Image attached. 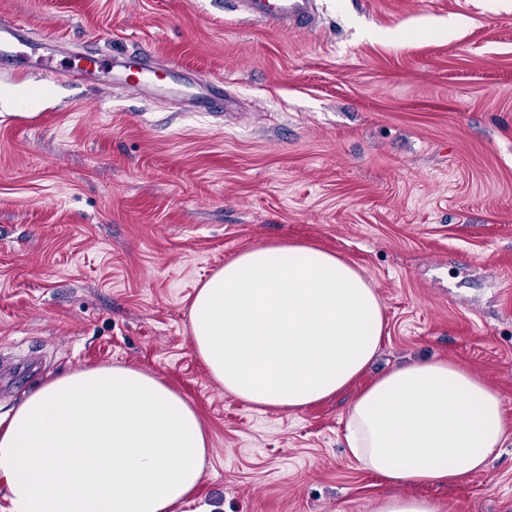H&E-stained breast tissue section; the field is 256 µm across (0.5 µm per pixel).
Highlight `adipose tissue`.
<instances>
[{
    "label": "adipose tissue",
    "instance_id": "adipose-tissue-1",
    "mask_svg": "<svg viewBox=\"0 0 512 512\" xmlns=\"http://www.w3.org/2000/svg\"><path fill=\"white\" fill-rule=\"evenodd\" d=\"M193 346L225 391L300 410L349 388L383 336L381 301L344 258L315 245L247 249L196 291ZM351 456L408 486L481 473L507 438L499 395L447 360L391 368L346 417ZM209 452L197 411L127 367L44 381L0 415V489L11 512H176Z\"/></svg>",
    "mask_w": 512,
    "mask_h": 512
}]
</instances>
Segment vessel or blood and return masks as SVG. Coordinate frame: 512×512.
Returning a JSON list of instances; mask_svg holds the SVG:
<instances>
[{
  "mask_svg": "<svg viewBox=\"0 0 512 512\" xmlns=\"http://www.w3.org/2000/svg\"><path fill=\"white\" fill-rule=\"evenodd\" d=\"M251 15L258 21L273 27L281 28L288 25L309 27L314 22L309 0H245ZM105 66L99 56L89 54L85 57L84 66L64 65L56 61L54 55L39 52L38 48L26 36L23 29L13 21L0 20V67L15 71L36 68L43 80L55 82L61 79L77 82L86 81ZM175 68L162 70L138 66L124 68L113 73V82L126 91L136 94L157 93L163 80L174 77ZM193 106L208 111L223 109L227 93L222 86L204 82L202 91L191 93Z\"/></svg>",
  "mask_w": 512,
  "mask_h": 512,
  "instance_id": "obj_1",
  "label": "vessel or blood"
}]
</instances>
